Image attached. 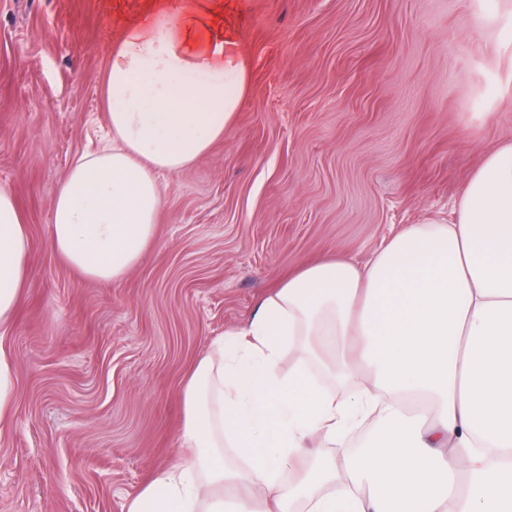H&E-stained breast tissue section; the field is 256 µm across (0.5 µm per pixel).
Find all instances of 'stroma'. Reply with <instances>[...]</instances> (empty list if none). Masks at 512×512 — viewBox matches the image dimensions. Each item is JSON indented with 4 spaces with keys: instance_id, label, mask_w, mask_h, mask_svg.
<instances>
[{
    "instance_id": "35a3bbf8",
    "label": "stroma",
    "mask_w": 512,
    "mask_h": 512,
    "mask_svg": "<svg viewBox=\"0 0 512 512\" xmlns=\"http://www.w3.org/2000/svg\"><path fill=\"white\" fill-rule=\"evenodd\" d=\"M512 0H0V184L30 270L0 348V512H127L174 460L188 377L302 265L365 263L408 224L447 218L468 174L512 140ZM193 27L242 56L223 141L168 172L153 245L88 279L50 243L56 190L110 136L109 48L129 26ZM14 381L12 363L7 353L0 348V423L12 411Z\"/></svg>"
}]
</instances>
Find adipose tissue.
<instances>
[{"label": "adipose tissue", "mask_w": 512, "mask_h": 512, "mask_svg": "<svg viewBox=\"0 0 512 512\" xmlns=\"http://www.w3.org/2000/svg\"><path fill=\"white\" fill-rule=\"evenodd\" d=\"M187 40L126 30L104 95L110 146L77 155L53 201L51 246L74 270L116 281L152 245L159 176L189 168L222 140L247 82L245 62ZM28 226L0 184V327L28 270ZM318 337L325 386L279 362ZM176 461L127 512H512V140L468 177L450 220L411 224L363 265L323 258L263 299L212 344L183 391ZM372 422L356 455L318 456ZM236 448L243 466L224 462ZM298 478L284 482L287 465Z\"/></svg>", "instance_id": "ef3b65f1"}]
</instances>
